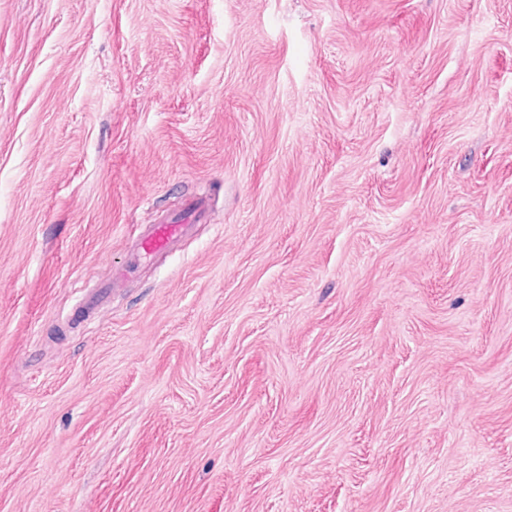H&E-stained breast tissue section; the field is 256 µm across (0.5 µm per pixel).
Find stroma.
Wrapping results in <instances>:
<instances>
[{
    "label": "stroma",
    "instance_id": "obj_1",
    "mask_svg": "<svg viewBox=\"0 0 512 512\" xmlns=\"http://www.w3.org/2000/svg\"><path fill=\"white\" fill-rule=\"evenodd\" d=\"M0 512H512V0H0ZM203 206H191L179 220L170 219L158 224L147 226L145 234L136 245V251L131 260V266H125L115 274L105 289L117 288L131 272V267L148 255L172 251L187 234L188 228L196 221Z\"/></svg>",
    "mask_w": 512,
    "mask_h": 512
}]
</instances>
